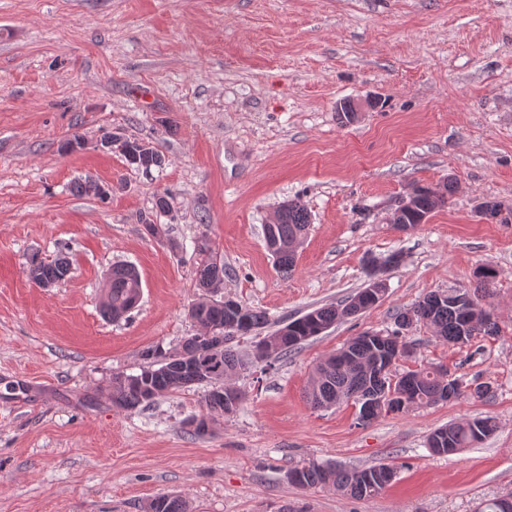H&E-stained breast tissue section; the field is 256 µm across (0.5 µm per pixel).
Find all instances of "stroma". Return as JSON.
<instances>
[{"instance_id": "35a3bbf8", "label": "stroma", "mask_w": 512, "mask_h": 512, "mask_svg": "<svg viewBox=\"0 0 512 512\" xmlns=\"http://www.w3.org/2000/svg\"><path fill=\"white\" fill-rule=\"evenodd\" d=\"M344 99L359 111L346 125ZM106 131L162 167L129 165L101 147ZM450 179L427 223L394 226L412 187ZM89 180L109 195L75 192ZM163 191L171 209L154 212ZM289 199L311 224L286 275L263 226ZM487 200L512 208V0H0V512H143L167 492L192 512H475L512 497V223L482 218ZM203 237L224 258L216 299L265 310L269 333L353 296L369 261L402 260L379 303L237 375L240 406L196 436L206 386L129 411L101 390L197 333ZM34 254L68 256L69 278L34 284ZM116 262L136 266L143 292L113 322L100 303ZM482 265L497 271L479 297L494 335L453 346L417 322L396 329L430 293L478 297ZM393 330L412 346L393 375L441 365L493 398L364 426L354 404L309 405L319 362ZM486 416L482 443L427 448L437 427ZM303 459L396 476L355 500L289 483Z\"/></svg>"}]
</instances>
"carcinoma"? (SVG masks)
<instances>
[{
    "label": "carcinoma",
    "mask_w": 512,
    "mask_h": 512,
    "mask_svg": "<svg viewBox=\"0 0 512 512\" xmlns=\"http://www.w3.org/2000/svg\"><path fill=\"white\" fill-rule=\"evenodd\" d=\"M121 151L129 164L145 172L163 164L161 155L138 141H123ZM455 189V182L451 179L439 188L438 198L432 196L427 188L416 189L410 200V210L401 215V223L416 229L414 216L433 212ZM309 224L307 210L290 201L280 223L264 226V238L281 244H299ZM197 253L196 285L207 293L214 292L222 287L224 281V260L216 259L217 252L211 249L205 238L198 242ZM69 274L70 263L65 257L50 262L35 256L30 259L29 276L40 287L60 284ZM141 289V278L134 266H112L104 288V317L117 320L130 312L140 299ZM354 300L363 311L372 307L363 289L341 305L316 308L304 315L305 322L297 318L258 340L249 363L239 357L232 342L239 336H247L263 328L267 324L266 313L234 300L200 299L189 307V317L205 330H218L224 337V345L209 349L203 334L199 333L186 338L180 350L173 355L166 357L155 350H148L144 357L149 364L140 373L112 376L107 388L108 399L118 409L133 410L147 402L145 394L148 392L156 398L208 378L214 388L205 395L203 408L205 416L214 422L234 412L242 401V393L227 383L229 377L249 368L253 362L286 356L309 339L322 334V330L329 329L336 321L358 315L361 310L348 311ZM466 302L464 294L433 292L410 311L397 313L395 324L407 325V317L411 315L415 321L426 325L436 339L452 344L460 343L463 336L470 342L481 334L494 335L497 325L491 314L477 303L468 308ZM398 346L399 338H394L393 345L387 348L368 331L352 338L317 366L307 392L310 404L315 408H329L350 400L356 402L366 394L378 393L385 397L391 391L399 390L402 379L394 381L385 371V359L395 354ZM412 375L414 383L407 404L409 409L448 401L462 394L460 379L448 381V370L441 366L420 368L412 371ZM442 430L448 434L452 447L434 448L432 452L449 455L485 439L495 430V422L490 417L474 418L444 426ZM294 470L296 477L289 482L303 489L328 486L356 500L370 499L383 491V488H373L364 480V475L379 470L377 466L347 469L310 460L295 466ZM143 512H190V507L183 495L170 493L151 499Z\"/></svg>",
    "instance_id": "1"
}]
</instances>
